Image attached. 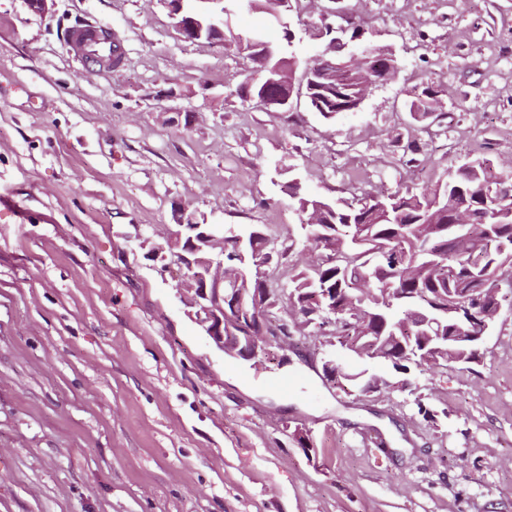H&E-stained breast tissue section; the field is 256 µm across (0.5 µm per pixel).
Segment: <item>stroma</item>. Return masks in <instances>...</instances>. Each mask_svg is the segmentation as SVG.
I'll list each match as a JSON object with an SVG mask.
<instances>
[{"mask_svg":"<svg viewBox=\"0 0 512 512\" xmlns=\"http://www.w3.org/2000/svg\"><path fill=\"white\" fill-rule=\"evenodd\" d=\"M230 8L234 33L281 39ZM350 18L399 72L327 120L244 101L245 53L181 38L166 0H54L44 17L0 0V512H512V290L471 368L375 363L384 385L351 393L326 383L320 336L255 366L177 294L164 233L189 218L312 259L291 180L334 201L482 157L512 177V0H291L296 56ZM88 25L121 42L119 67L69 53ZM431 64L442 135L406 110ZM288 374L293 391L270 387Z\"/></svg>","mask_w":512,"mask_h":512,"instance_id":"stroma-1","label":"stroma"}]
</instances>
